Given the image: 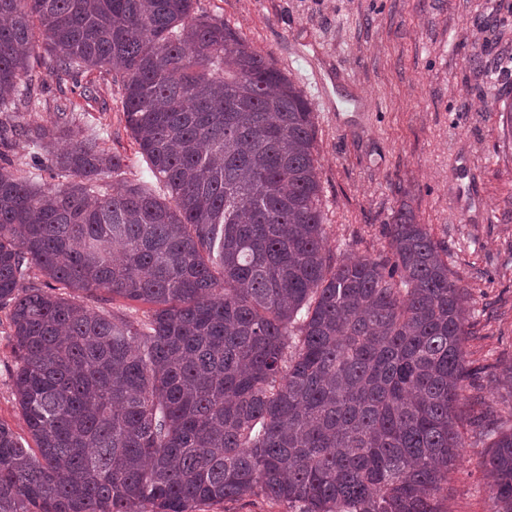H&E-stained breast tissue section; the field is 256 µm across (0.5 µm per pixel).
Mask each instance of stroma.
Listing matches in <instances>:
<instances>
[{"mask_svg": "<svg viewBox=\"0 0 512 512\" xmlns=\"http://www.w3.org/2000/svg\"><path fill=\"white\" fill-rule=\"evenodd\" d=\"M196 15L228 23L311 102L322 210L334 259L387 253L401 207L427 225L448 269L470 293L460 430L466 446L448 476L446 512H490L480 461L487 432L512 405V142L499 103H512V0H196ZM28 121L54 118L57 99L84 106L86 133L107 130L125 176L165 188L126 129L106 75L56 82ZM98 88L85 101L87 84ZM9 307L0 308V422L32 438L13 387Z\"/></svg>", "mask_w": 512, "mask_h": 512, "instance_id": "1", "label": "stroma"}]
</instances>
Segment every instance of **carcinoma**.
Masks as SVG:
<instances>
[{"label":"carcinoma","mask_w":512,"mask_h":512,"mask_svg":"<svg viewBox=\"0 0 512 512\" xmlns=\"http://www.w3.org/2000/svg\"><path fill=\"white\" fill-rule=\"evenodd\" d=\"M98 70L168 194L126 181L31 59ZM0 307L36 447L0 422V512H442L466 442L467 292L408 209L388 256L326 248L317 127L293 82L194 0H0ZM23 139L55 184L12 170ZM70 141L58 151L56 144ZM37 269L45 286H24ZM149 306L104 313L56 285ZM482 462L512 512V408ZM284 504L261 495H251L234 500L209 502L196 506L195 512H285Z\"/></svg>","instance_id":"obj_1"}]
</instances>
